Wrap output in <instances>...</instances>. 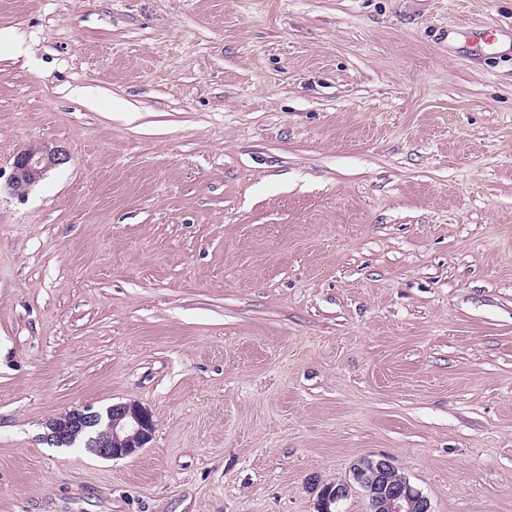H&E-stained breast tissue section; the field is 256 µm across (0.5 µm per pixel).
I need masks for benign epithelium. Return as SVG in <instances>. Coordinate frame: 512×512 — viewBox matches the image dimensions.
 <instances>
[{"label": "benign epithelium", "mask_w": 512, "mask_h": 512, "mask_svg": "<svg viewBox=\"0 0 512 512\" xmlns=\"http://www.w3.org/2000/svg\"><path fill=\"white\" fill-rule=\"evenodd\" d=\"M68 159L60 145L40 143L20 150L12 165L8 187L19 197L44 175ZM57 425L45 434L44 440L62 444L73 430H84L95 423V414L75 409L56 418ZM154 433L151 414L136 403H120L111 407V421L107 430L90 439V446L103 459H123L135 454L150 442ZM396 466L387 456L365 458L352 472V481L325 485L317 499V512H336L340 501L359 488L368 500L370 512H432L431 503L422 492L406 483L397 488L389 481V473Z\"/></svg>", "instance_id": "1"}]
</instances>
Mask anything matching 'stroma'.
Segmentation results:
<instances>
[{"instance_id":"obj_1","label":"stroma","mask_w":512,"mask_h":512,"mask_svg":"<svg viewBox=\"0 0 512 512\" xmlns=\"http://www.w3.org/2000/svg\"><path fill=\"white\" fill-rule=\"evenodd\" d=\"M43 142L0 512H316L381 455L512 512V0H0V176ZM130 402L133 456L42 440ZM89 409H75L65 412L60 417L56 418L58 425L52 428L51 433L45 434L43 437L45 441L51 444H63L66 436L73 430H84L95 423V413L88 412Z\"/></svg>"}]
</instances>
